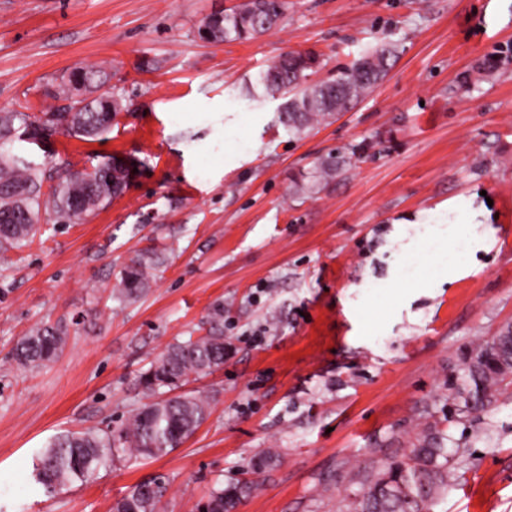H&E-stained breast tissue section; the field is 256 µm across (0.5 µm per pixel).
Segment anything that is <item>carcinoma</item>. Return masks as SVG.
Wrapping results in <instances>:
<instances>
[{
  "label": "carcinoma",
  "mask_w": 512,
  "mask_h": 512,
  "mask_svg": "<svg viewBox=\"0 0 512 512\" xmlns=\"http://www.w3.org/2000/svg\"><path fill=\"white\" fill-rule=\"evenodd\" d=\"M286 0H245L244 3L208 16L199 28L201 39L212 42L254 39L277 25ZM396 50L382 45L367 51L336 75L307 83L308 71L318 65L310 51L281 55L261 74L260 83L271 97L286 98L279 112L288 132L300 136L311 123L332 118L353 108L388 73ZM87 83L86 95L76 99L73 78ZM103 70L80 67L61 82L53 98L61 105L34 114L14 110L0 112V254L27 246L34 238L41 213L57 224H76L107 206L126 188L128 169L104 159L97 175L73 168L69 163L46 167L34 165L12 153L15 141H38L46 131H61L89 141L112 128V121L125 109L122 97L104 89ZM336 157L324 159L314 180L302 184L298 193L319 192L323 182L336 175ZM164 264L163 254L145 248L125 264L113 298L121 304L145 297L154 281L153 270ZM224 308L210 312V327L202 336L169 345L139 378L143 394L153 396L166 388L172 395L144 403L133 410L127 424L117 430L85 429L54 437L35 453L34 478L53 494L77 480L90 479L102 466L125 458H158L169 454L189 438L209 415L207 398L182 388L192 376L200 378L224 365L221 320ZM70 339L69 325L37 323L22 336L12 360L22 368L39 369L58 359ZM464 375L448 381L447 413L429 424L424 434L399 460L383 461L373 456L352 481L359 485L347 512H431L435 499L448 491L455 470L468 461L467 449L480 436L473 425L476 414L496 407L502 387L512 383V325L464 354ZM462 426L459 438L442 423ZM158 489L151 495L136 484L112 505V512H159L167 491L156 477ZM251 490L247 480L220 485L212 490L202 512H231Z\"/></svg>",
  "instance_id": "carcinoma-1"
}]
</instances>
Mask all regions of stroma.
I'll return each instance as SVG.
<instances>
[{"instance_id": "35a3bbf8", "label": "stroma", "mask_w": 512, "mask_h": 512, "mask_svg": "<svg viewBox=\"0 0 512 512\" xmlns=\"http://www.w3.org/2000/svg\"><path fill=\"white\" fill-rule=\"evenodd\" d=\"M240 2L0 0V112L47 111L45 88L86 65L130 105L101 139L56 133L18 152L137 168L104 209L40 219L0 260V512H111L158 476L160 512H197L236 480L253 484L238 512H345L351 472L371 452L405 454L463 351L512 324V0H287L261 36L199 39L208 15ZM388 43L399 54L374 90L299 137L259 82L290 50L318 55L317 82ZM336 150L344 172L297 194ZM459 224L472 249L457 273L443 241ZM423 244L436 268L413 262ZM149 246L168 261L143 300L120 304V270ZM218 302L231 353L186 385L209 397L207 420L165 456L46 493L35 449L124 424L145 401L139 374L201 335ZM60 319L72 324L63 355L17 367L19 337ZM479 425L490 438L432 512H512V386ZM269 450L273 468L251 473Z\"/></svg>"}]
</instances>
